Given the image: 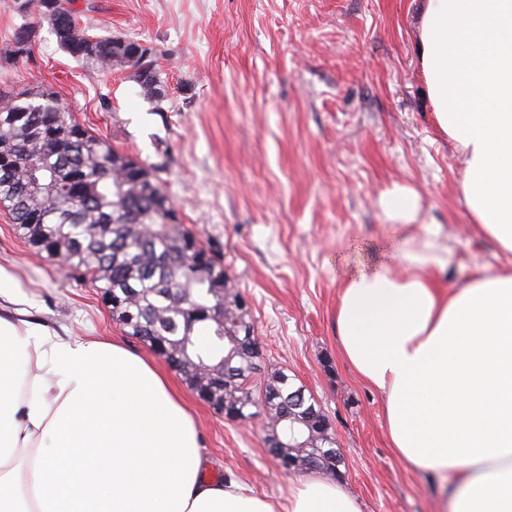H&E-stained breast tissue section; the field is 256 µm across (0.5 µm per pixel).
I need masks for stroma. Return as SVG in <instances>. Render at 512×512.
I'll return each mask as SVG.
<instances>
[{"label": "stroma", "mask_w": 512, "mask_h": 512, "mask_svg": "<svg viewBox=\"0 0 512 512\" xmlns=\"http://www.w3.org/2000/svg\"><path fill=\"white\" fill-rule=\"evenodd\" d=\"M92 32L153 47L167 85L143 96L121 70L68 56L35 25L28 55L0 61V92L51 89L92 134L162 177L188 228L217 251L257 330L256 382L282 370L328 416L341 480L361 512H436L423 477L394 455L382 402L341 357L342 281L388 260L397 233L377 201L393 184L422 196V219L443 225L458 264L505 257L471 223L459 193L462 158L430 112L415 38L416 0H77ZM0 306L67 337L164 357L113 321L100 291L21 239L0 209ZM207 474L261 497L287 495L298 473L266 446L260 414L227 419L188 388Z\"/></svg>", "instance_id": "35a3bbf8"}]
</instances>
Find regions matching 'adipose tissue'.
Segmentation results:
<instances>
[{
    "label": "adipose tissue",
    "mask_w": 512,
    "mask_h": 512,
    "mask_svg": "<svg viewBox=\"0 0 512 512\" xmlns=\"http://www.w3.org/2000/svg\"><path fill=\"white\" fill-rule=\"evenodd\" d=\"M416 52L472 222L512 255V0H418ZM378 207L405 232L410 273L344 280L339 350L380 395L397 458L435 483L438 512H512V265L447 286L448 235L421 221L420 193L396 184ZM206 468L153 363L0 312V512H360L327 474L280 502Z\"/></svg>",
    "instance_id": "ef3b65f1"
}]
</instances>
